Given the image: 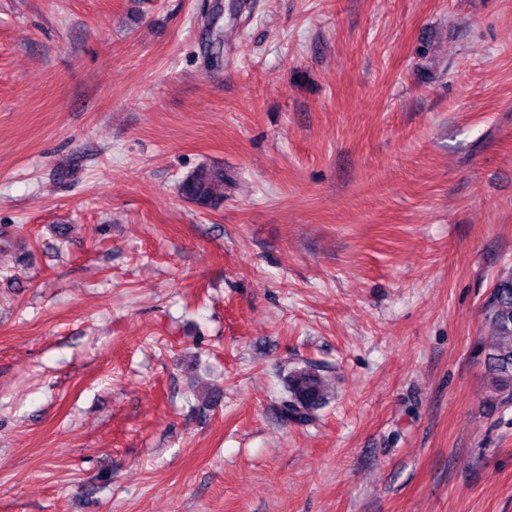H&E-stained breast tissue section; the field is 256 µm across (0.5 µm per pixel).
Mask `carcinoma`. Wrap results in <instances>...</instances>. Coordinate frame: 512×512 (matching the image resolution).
I'll return each instance as SVG.
<instances>
[{
	"instance_id": "cac0c4a2",
	"label": "carcinoma",
	"mask_w": 512,
	"mask_h": 512,
	"mask_svg": "<svg viewBox=\"0 0 512 512\" xmlns=\"http://www.w3.org/2000/svg\"><path fill=\"white\" fill-rule=\"evenodd\" d=\"M224 167L203 163L185 176L180 192L202 206L224 200ZM484 319L492 328L491 341L480 354L492 406L512 405V275L501 279L484 307ZM329 378L324 370L306 364L290 372L288 390L281 401L283 415L292 422L307 423L327 401Z\"/></svg>"
}]
</instances>
